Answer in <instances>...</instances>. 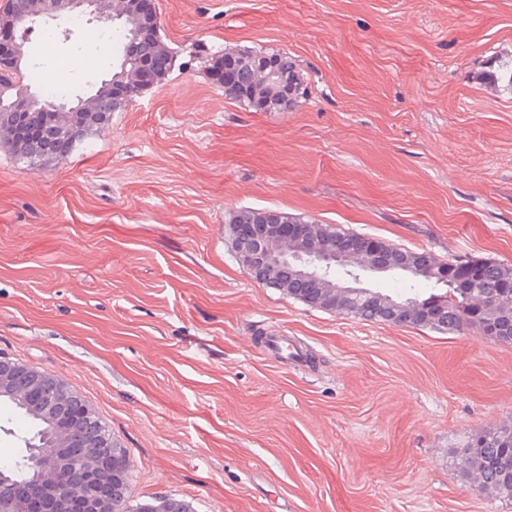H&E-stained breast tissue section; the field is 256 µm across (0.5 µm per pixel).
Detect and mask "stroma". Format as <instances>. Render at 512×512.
<instances>
[{"label":"stroma","instance_id":"1","mask_svg":"<svg viewBox=\"0 0 512 512\" xmlns=\"http://www.w3.org/2000/svg\"><path fill=\"white\" fill-rule=\"evenodd\" d=\"M178 53L69 156L0 144V354L76 389L129 452L133 502L194 512H508L463 479L512 425V344L370 323L252 281L227 231L280 210L512 265V0H155ZM93 54L65 19L31 65ZM201 55L188 59L186 47ZM292 58L288 112L225 98L206 58ZM278 331L309 353H268ZM30 428L0 403V460Z\"/></svg>","mask_w":512,"mask_h":512}]
</instances>
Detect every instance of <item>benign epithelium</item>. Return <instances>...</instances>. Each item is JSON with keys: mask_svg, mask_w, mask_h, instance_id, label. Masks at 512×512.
Masks as SVG:
<instances>
[{"mask_svg": "<svg viewBox=\"0 0 512 512\" xmlns=\"http://www.w3.org/2000/svg\"><path fill=\"white\" fill-rule=\"evenodd\" d=\"M147 16L141 20L138 35L126 46L125 53L131 57L144 39L159 41L160 25L154 0H143ZM96 0H44L42 15L51 19L63 12L88 13L98 22H110L112 16L98 13ZM261 78L271 84L270 102L282 110L293 108L302 95L298 75L282 65L280 55H238L228 53L224 58V89L240 94L248 87L245 78ZM146 90L139 76L132 74L121 82L112 84L114 109H124L132 98H138ZM36 100L31 95L15 97L0 111V137L6 138L17 153H22L26 143L19 140L15 128L22 127L37 133V137L48 141L57 136L58 128L48 118L35 111ZM60 109L69 113L71 122L66 125L70 138L77 140L85 135L90 126H103L110 122L112 114L96 112L87 102L62 105ZM231 231L238 262L245 273L255 282L272 288L288 285L298 298L312 296L311 286L317 282L319 273L329 270L332 263L355 260L362 272L368 275H387L393 272H406L411 263L402 257V251L394 248L375 251L369 247L371 238L364 235L340 236L336 239V250L322 252L314 247L313 225L290 224L277 211L265 213L259 224H233ZM292 242L297 251L288 253L276 251L278 243ZM439 272L446 274L453 269L459 274V287L479 293V302L467 309L465 317L476 319L487 301L502 297L501 285L493 283L484 267L474 265L464 268L459 262H440ZM277 269V280L270 278L271 269ZM351 304H368L376 298L369 288L362 286L360 275L346 281V288L340 290ZM420 310L414 302L408 305L396 304L384 309V321L399 324L405 316ZM481 334L501 343L512 342V313H507L498 321L482 324ZM0 396H9L24 407H29L47 419L61 421L71 431L84 429L93 423V415L77 409L74 399L79 394L62 379L26 367L15 360L0 355ZM88 449L85 465L91 472L83 482L76 484L70 480L68 464L60 459L55 449H44L37 457L28 461L27 471L19 473L15 469L0 470V490L7 489L33 471L34 479L42 487L46 498V512H71L72 502L84 504V512H118L119 503L110 497L102 496L97 490L92 472L98 466L99 457L113 447L112 437L103 430L81 442Z\"/></svg>", "mask_w": 512, "mask_h": 512, "instance_id": "benign-epithelium-1", "label": "benign epithelium"}]
</instances>
